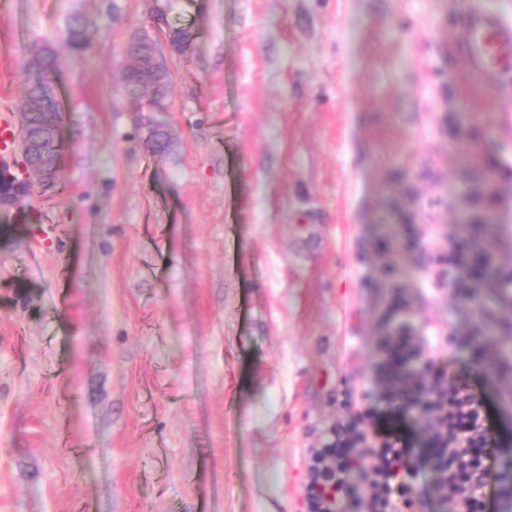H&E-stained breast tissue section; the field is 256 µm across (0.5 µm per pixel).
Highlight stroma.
<instances>
[{
  "mask_svg": "<svg viewBox=\"0 0 512 512\" xmlns=\"http://www.w3.org/2000/svg\"><path fill=\"white\" fill-rule=\"evenodd\" d=\"M512 0H0V122L62 60V169L0 206V512H305L310 448L384 413L380 339L428 348L512 456V72L469 65ZM88 49L72 53L71 17ZM192 34L174 49L173 31ZM159 41L165 152L130 111ZM487 249L471 299L448 247ZM133 69L132 71H129ZM129 71V72H128ZM159 82L162 85L169 86L168 75L161 62L153 63L151 59L143 60L138 68L130 66L124 77L125 90L128 99L134 98L140 112H160L162 101L166 99L170 89L163 87L159 89L152 99H140L141 85L146 81Z\"/></svg>",
  "mask_w": 512,
  "mask_h": 512,
  "instance_id": "obj_1",
  "label": "stroma"
}]
</instances>
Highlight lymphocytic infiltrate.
<instances>
[{
  "mask_svg": "<svg viewBox=\"0 0 512 512\" xmlns=\"http://www.w3.org/2000/svg\"><path fill=\"white\" fill-rule=\"evenodd\" d=\"M380 347L387 355L385 395L397 408L366 410L329 429L307 460V512H417L421 499L411 479L428 464L436 486L450 493L464 486L455 512H486L490 442L480 405L443 374L430 373L424 382L415 376L423 347L407 325H396ZM410 411L429 436L419 452L404 437L403 415Z\"/></svg>",
  "mask_w": 512,
  "mask_h": 512,
  "instance_id": "obj_1",
  "label": "lymphocytic infiltrate"
}]
</instances>
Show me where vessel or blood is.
Here are the masks:
<instances>
[{"mask_svg": "<svg viewBox=\"0 0 512 512\" xmlns=\"http://www.w3.org/2000/svg\"><path fill=\"white\" fill-rule=\"evenodd\" d=\"M466 46L471 66L487 81L512 69V23L477 11L467 21Z\"/></svg>", "mask_w": 512, "mask_h": 512, "instance_id": "vessel-or-blood-1", "label": "vessel or blood"}]
</instances>
